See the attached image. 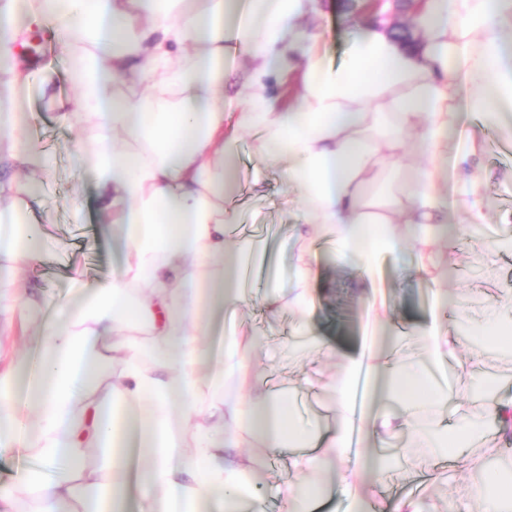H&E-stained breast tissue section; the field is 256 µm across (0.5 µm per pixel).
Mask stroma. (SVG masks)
Masks as SVG:
<instances>
[{
	"label": "stroma",
	"mask_w": 512,
	"mask_h": 512,
	"mask_svg": "<svg viewBox=\"0 0 512 512\" xmlns=\"http://www.w3.org/2000/svg\"><path fill=\"white\" fill-rule=\"evenodd\" d=\"M316 5L324 50L333 64H342L369 17L349 9L346 0H316ZM13 51L27 55L35 77L25 91L22 124L29 130L32 146L49 160L37 213L43 248L19 279L26 290L40 293L48 302L47 308L32 311V320L54 321L71 305L75 282L92 288L111 280L116 269L112 226L97 199L94 120L85 117L70 124L57 117V100L77 93L70 79L72 54L61 53L46 31L32 47L17 44ZM477 150L467 174L484 199L483 230L451 239L430 254L435 265L452 269L447 302L434 300L429 280L408 274L414 255L388 256L379 263L376 286L392 310L389 329L392 335L404 337L407 347H420V329L433 323L456 334L463 311L486 307L503 289H512V251L494 248L506 229H512V151L505 150L497 131L483 132ZM79 153L84 156L80 163L75 160ZM234 160L235 186L224 199L231 218L227 238L235 244L250 243L253 262L266 266L268 278L278 285L254 288L237 311L226 313L224 328L262 339L252 354L255 391L287 400L294 422L322 430L336 422L329 387L341 368V352L361 343L373 295L362 291L353 277L340 273L335 253L323 244L315 259L317 276L310 285L312 309L305 313L284 306L269 309L266 302L271 296L288 291L289 256L298 248L293 229L298 221L295 195L285 187L280 168L259 153L254 133H239ZM302 326L321 336L328 350H295L290 338ZM488 443L482 435L463 437L447 455L433 458L423 474L407 459L382 478L364 476L370 504L375 512H384L393 501L408 496L419 501L422 512H440L460 486L478 484L477 473L462 468L461 461L482 455ZM242 451L251 461L252 482L265 512H289L282 476L293 466V452H273L250 438Z\"/></svg>",
	"instance_id": "obj_1"
}]
</instances>
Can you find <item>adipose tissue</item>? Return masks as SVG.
<instances>
[{"label":"adipose tissue","instance_id":"obj_1","mask_svg":"<svg viewBox=\"0 0 512 512\" xmlns=\"http://www.w3.org/2000/svg\"><path fill=\"white\" fill-rule=\"evenodd\" d=\"M314 0H0V136L11 142L13 177L0 180V271L16 281L41 238L31 221L37 197L33 154L15 117L30 72L11 47L50 26L63 50L88 44L78 96L63 105L102 120L95 156L97 197L120 231L111 281L81 292L74 310L34 327L28 343L38 367L17 358L0 368V443L32 448L45 465L67 459L60 479L24 475L36 512H127L123 480L132 462L154 493L141 512H263L249 496L245 437L262 447L295 448L305 437L287 404L251 391V361L238 336L210 343L198 287L217 310L244 300V245L225 238L224 161L240 130L261 134L260 152L282 164L299 199V240L325 234L363 286L381 257L408 250L425 275L427 253L449 233L485 221L480 195L458 201L449 182L475 154L457 140L465 117L512 129V0H427L414 17L424 44H399L387 23L364 29L347 62L328 66L321 34L301 21ZM290 44L293 56L282 53ZM245 49L249 80L230 116L224 59ZM301 69L295 102L280 107L267 79ZM146 85L120 97L116 82ZM464 208V222L448 217ZM146 294L132 303L133 290ZM427 359L398 355L368 363L342 354L333 385L337 423L318 439L290 495L315 497L313 471L325 466L352 512H363L364 473H382L373 445L393 425L411 428L416 466L437 456L439 425L414 426L418 407L437 409L433 370L456 351L437 326L422 335ZM119 365L112 378L104 369ZM380 399L356 412L361 373ZM406 402L391 415L394 395ZM100 462L85 465L90 452Z\"/></svg>","mask_w":512,"mask_h":512}]
</instances>
